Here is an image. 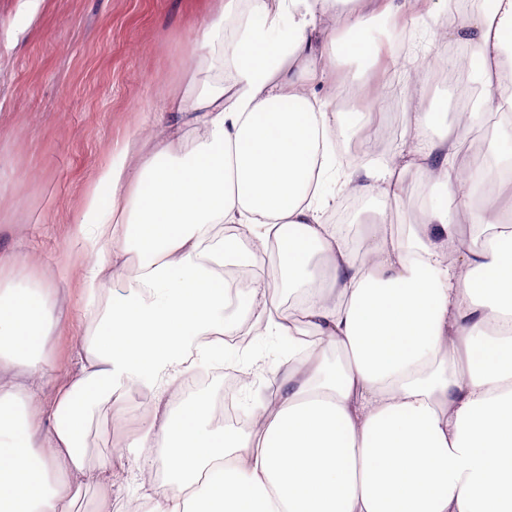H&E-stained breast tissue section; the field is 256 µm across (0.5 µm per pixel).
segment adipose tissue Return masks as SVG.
I'll return each instance as SVG.
<instances>
[{
	"mask_svg": "<svg viewBox=\"0 0 512 512\" xmlns=\"http://www.w3.org/2000/svg\"><path fill=\"white\" fill-rule=\"evenodd\" d=\"M375 2L253 0L228 43L226 0L198 28L214 78L188 76L183 96L152 114L156 143L140 165L134 142L113 146L81 212L87 330L67 383L45 350L52 289L16 282L0 254V372L12 373L0 382V512H76L91 487L121 500L116 456L87 457L86 420L129 391L151 411L117 445L158 449L164 463L143 492L148 512H512V234L496 231L512 146L493 141L465 169L468 126L441 129L431 101L411 129L438 128L435 139L398 162L337 169L331 139L349 137L352 118L310 87L343 59L370 76L373 32L394 14ZM328 10L338 32L327 55L317 20ZM451 36L473 48L480 86L459 90L460 110L511 114L512 0H480ZM411 167L422 218L397 236L385 217L412 190ZM339 177L376 202L363 260L324 220L323 189ZM460 210L486 238L463 239L450 218ZM220 224L243 228L253 248L215 234ZM273 241L282 284L252 289L248 313L266 336L310 326L330 352L297 360L257 426L206 430L208 398H174L198 362L223 363L225 263L258 264ZM282 287L297 297L286 310ZM38 386L53 398L33 413Z\"/></svg>",
	"mask_w": 512,
	"mask_h": 512,
	"instance_id": "obj_1",
	"label": "adipose tissue"
}]
</instances>
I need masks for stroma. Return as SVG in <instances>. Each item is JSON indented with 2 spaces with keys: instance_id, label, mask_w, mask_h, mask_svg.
I'll use <instances>...</instances> for the list:
<instances>
[{
  "instance_id": "1",
  "label": "stroma",
  "mask_w": 512,
  "mask_h": 512,
  "mask_svg": "<svg viewBox=\"0 0 512 512\" xmlns=\"http://www.w3.org/2000/svg\"><path fill=\"white\" fill-rule=\"evenodd\" d=\"M218 6V0H40L30 17L19 0H0V251L13 254L16 279H38L55 290L59 319L46 351L59 381L71 371L80 334L86 259L71 242L86 196L115 141L152 140L148 117L196 69V31ZM435 29L429 13L414 14L407 5L395 30L375 32L377 79L396 84L399 110L376 112L368 89L346 108L393 126L383 157L408 149V113L448 92V83L433 81L412 97L398 68L430 64L444 47H455V40L438 41ZM275 344L256 335L246 349L225 346V367L251 377L238 391L243 406L264 404L265 388L287 375ZM145 418L131 394L95 410L91 456L111 453L117 437L139 434Z\"/></svg>"
}]
</instances>
